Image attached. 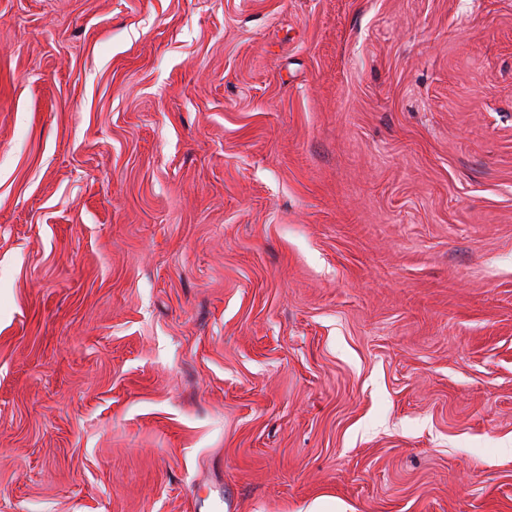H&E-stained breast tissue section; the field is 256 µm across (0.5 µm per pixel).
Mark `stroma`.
Listing matches in <instances>:
<instances>
[{
    "mask_svg": "<svg viewBox=\"0 0 512 512\" xmlns=\"http://www.w3.org/2000/svg\"><path fill=\"white\" fill-rule=\"evenodd\" d=\"M512 512V0H0V512Z\"/></svg>",
    "mask_w": 512,
    "mask_h": 512,
    "instance_id": "stroma-1",
    "label": "stroma"
}]
</instances>
